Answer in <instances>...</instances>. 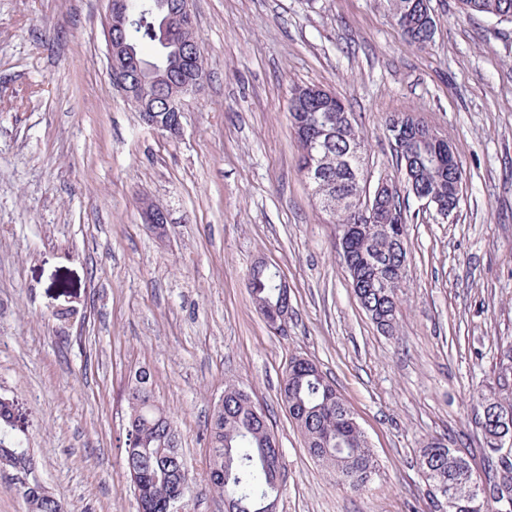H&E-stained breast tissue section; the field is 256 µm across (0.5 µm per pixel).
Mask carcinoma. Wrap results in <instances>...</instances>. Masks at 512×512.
Segmentation results:
<instances>
[{
    "label": "carcinoma",
    "instance_id": "carcinoma-1",
    "mask_svg": "<svg viewBox=\"0 0 512 512\" xmlns=\"http://www.w3.org/2000/svg\"><path fill=\"white\" fill-rule=\"evenodd\" d=\"M142 6L145 23L126 32L128 42L137 53L151 54L159 66H178L175 42L162 49L148 6L154 0H134ZM470 15L512 23V0H460ZM346 105L313 104L301 106L290 99V125L299 147V170L313 157L322 169L320 181L311 183L315 198L335 199L332 220H352L350 208L359 196L357 175L364 158V138L354 121L342 118ZM416 192L448 201L446 168H435L425 161L417 165ZM406 189L407 194L414 192ZM403 200L395 194L394 224H363L361 230L348 232L338 225V245L342 257H351L346 268L349 282H358L353 294L369 316L379 317L376 325L389 335L398 326L399 292L406 276V225L401 223ZM247 286L257 309L263 316L279 305L288 288L278 270L256 264L249 272ZM151 374L134 373L125 390L128 407V443L125 467L136 495L139 512H175L173 500L187 504L194 483L186 480L180 464L165 457L169 434H178L173 417L154 400ZM512 385L507 372L498 375L489 394H481L479 406L488 408L483 435L499 432L498 416L512 414V397L503 395ZM280 399L289 418L299 430L308 454L317 460L336 483L359 491L379 473L378 461L361 427L349 423L350 408L327 375L294 358L288 363L280 386ZM210 448L207 480L211 489L224 501V512H257L264 499L280 492L278 474L284 470L281 448L268 418L250 393L235 384L224 387V405L213 407L206 423ZM416 463L427 483H443L456 496L453 512H495L494 499L512 493V457L491 461L485 482L489 491L486 501L467 495V475L477 473L470 453L453 448L445 438H433L418 450ZM29 512H64L62 504L46 491L22 495Z\"/></svg>",
    "mask_w": 512,
    "mask_h": 512
}]
</instances>
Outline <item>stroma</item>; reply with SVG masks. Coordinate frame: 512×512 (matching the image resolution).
Here are the masks:
<instances>
[{
	"label": "stroma",
	"instance_id": "1",
	"mask_svg": "<svg viewBox=\"0 0 512 512\" xmlns=\"http://www.w3.org/2000/svg\"><path fill=\"white\" fill-rule=\"evenodd\" d=\"M429 5L421 47L388 0H192L207 79L172 139L112 84L105 0H0V397L67 512H137L124 389L142 367L197 480L189 512H222L205 434L228 383L279 440L277 512H434L418 448L443 437L482 461L475 396L512 342V24ZM312 84L352 113L369 181L399 179L394 113L447 135L462 170L448 218L405 202L391 337L354 299L337 228L297 168L288 107ZM146 198L164 234L144 224ZM260 258L290 287L281 332L247 288ZM295 357L365 432L380 474L363 490L336 484L281 403Z\"/></svg>",
	"mask_w": 512,
	"mask_h": 512
}]
</instances>
